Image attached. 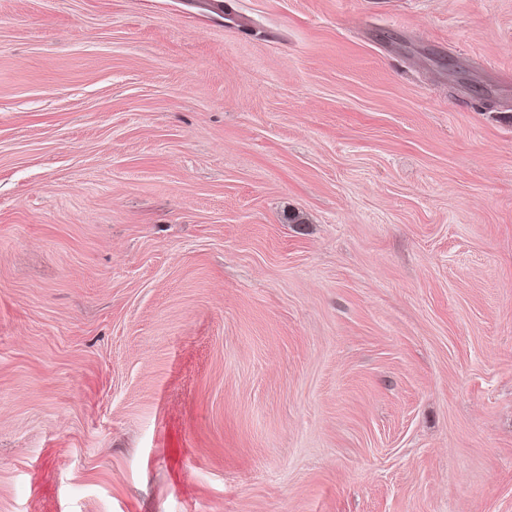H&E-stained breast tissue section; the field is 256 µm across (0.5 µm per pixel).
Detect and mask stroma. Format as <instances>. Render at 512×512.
Here are the masks:
<instances>
[{
	"label": "stroma",
	"mask_w": 512,
	"mask_h": 512,
	"mask_svg": "<svg viewBox=\"0 0 512 512\" xmlns=\"http://www.w3.org/2000/svg\"><path fill=\"white\" fill-rule=\"evenodd\" d=\"M0 0V512H512V0Z\"/></svg>",
	"instance_id": "obj_1"
}]
</instances>
